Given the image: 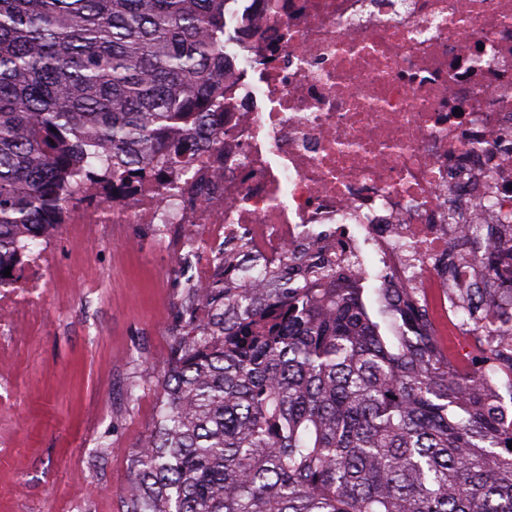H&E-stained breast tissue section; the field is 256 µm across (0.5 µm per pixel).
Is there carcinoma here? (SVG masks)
<instances>
[{"mask_svg": "<svg viewBox=\"0 0 512 512\" xmlns=\"http://www.w3.org/2000/svg\"><path fill=\"white\" fill-rule=\"evenodd\" d=\"M230 0H0V250L73 202L86 171L158 154L184 170L224 106ZM512 257V221L474 224L438 260ZM239 288L175 339L127 512H512V287L460 308L476 355L453 364L417 302H383L312 265Z\"/></svg>", "mask_w": 512, "mask_h": 512, "instance_id": "1", "label": "carcinoma"}]
</instances>
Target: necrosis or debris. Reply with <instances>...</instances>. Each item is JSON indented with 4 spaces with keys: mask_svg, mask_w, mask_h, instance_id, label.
<instances>
[{
    "mask_svg": "<svg viewBox=\"0 0 512 512\" xmlns=\"http://www.w3.org/2000/svg\"><path fill=\"white\" fill-rule=\"evenodd\" d=\"M258 27L228 41L221 143L199 133L182 170L125 181L88 172L75 203L0 255V413L32 336L62 240L93 260L102 225L148 224L171 256L191 315L224 257L244 283L291 256L339 250L358 278L412 288L449 335L470 336L435 260L466 227L512 215V0H240Z\"/></svg>",
    "mask_w": 512,
    "mask_h": 512,
    "instance_id": "necrosis-or-debris-1",
    "label": "necrosis or debris"
}]
</instances>
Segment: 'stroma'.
Instances as JSON below:
<instances>
[{"label":"stroma","mask_w":512,"mask_h":512,"mask_svg":"<svg viewBox=\"0 0 512 512\" xmlns=\"http://www.w3.org/2000/svg\"><path fill=\"white\" fill-rule=\"evenodd\" d=\"M150 234L145 224L104 225L92 266L100 291L86 293L76 278L46 289L55 319L11 383L0 512H126L131 460L155 422L183 301L180 289L158 285L171 271L166 255L137 248ZM105 452L111 460L88 465ZM76 484L84 502L70 497Z\"/></svg>","instance_id":"35a3bbf8"}]
</instances>
